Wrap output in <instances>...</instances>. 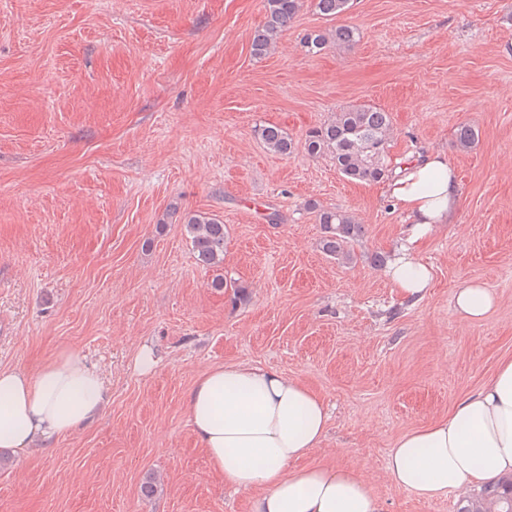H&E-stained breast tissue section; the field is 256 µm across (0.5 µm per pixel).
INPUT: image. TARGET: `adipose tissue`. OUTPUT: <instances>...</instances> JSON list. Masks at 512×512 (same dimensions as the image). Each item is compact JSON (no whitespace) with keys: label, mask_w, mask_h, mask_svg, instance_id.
<instances>
[{"label":"adipose tissue","mask_w":512,"mask_h":512,"mask_svg":"<svg viewBox=\"0 0 512 512\" xmlns=\"http://www.w3.org/2000/svg\"><path fill=\"white\" fill-rule=\"evenodd\" d=\"M409 224L408 244L385 276L410 300L421 299L431 271L415 246L435 225L451 223L460 204L456 171L433 153L396 169L387 184ZM456 310L483 319L495 306L476 281L456 290ZM108 401L102 375L85 356L61 350L36 373L0 367V448L30 450L94 422ZM190 425L225 485L252 493V512H381L367 481L349 467L302 460L327 432L324 401L299 379L275 369L231 363L202 373L186 396ZM395 485L432 498L512 474V356L447 416L404 433L391 448Z\"/></svg>","instance_id":"ef3b65f1"}]
</instances>
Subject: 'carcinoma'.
<instances>
[{
	"label": "carcinoma",
	"mask_w": 512,
	"mask_h": 512,
	"mask_svg": "<svg viewBox=\"0 0 512 512\" xmlns=\"http://www.w3.org/2000/svg\"><path fill=\"white\" fill-rule=\"evenodd\" d=\"M320 15L334 20L352 7L354 0H313ZM301 0H264L265 22L251 42V53L256 58L267 55L288 26L295 19ZM360 33L349 25H338L325 32L306 36L304 47L309 53L322 51L327 45L350 47ZM392 129L390 113L370 104L352 105L334 117L309 129L304 138V149L311 156L328 154L336 169L347 179L360 182H378L393 173L387 162V144ZM265 147L280 155L293 153L297 144L288 133L274 125L255 130ZM478 138L474 127L463 124L457 127L453 147L461 151L473 147ZM323 227V251L329 256L349 263L353 261L352 244L364 236V226L349 213L308 203ZM186 231L197 260L207 267L224 264L227 234L224 223L216 217L193 214L188 216ZM465 505L458 512H512V476L487 482L476 499H464Z\"/></svg>",
	"instance_id": "1"
}]
</instances>
